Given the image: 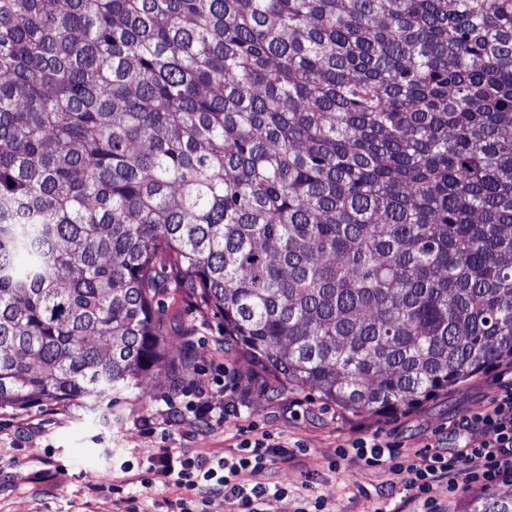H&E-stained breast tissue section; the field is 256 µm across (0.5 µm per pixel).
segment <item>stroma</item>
Returning <instances> with one entry per match:
<instances>
[{
  "label": "stroma",
  "mask_w": 512,
  "mask_h": 512,
  "mask_svg": "<svg viewBox=\"0 0 512 512\" xmlns=\"http://www.w3.org/2000/svg\"><path fill=\"white\" fill-rule=\"evenodd\" d=\"M159 310L168 331L165 363L139 388L93 411L42 402L0 409V512H118L111 494L97 490L114 466L127 464L137 474L164 447L220 454L263 435L290 452L258 476L285 490L267 497L263 512H298L310 477L318 493L332 497L335 512H370L376 503L399 512L406 487L393 484L388 471L339 460V452L364 435L397 445L413 460L437 443L478 447L477 439H458L455 424L512 383V364L502 363L417 410L354 416L249 357L195 290L163 296ZM222 370L237 375L239 390L215 385ZM201 394L212 406H235L236 416L223 427H205L188 410Z\"/></svg>",
  "instance_id": "1"
}]
</instances>
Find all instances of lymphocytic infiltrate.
<instances>
[{
	"label": "lymphocytic infiltrate",
	"instance_id": "f902f5d3",
	"mask_svg": "<svg viewBox=\"0 0 512 512\" xmlns=\"http://www.w3.org/2000/svg\"><path fill=\"white\" fill-rule=\"evenodd\" d=\"M459 428L464 437L479 438V447L452 452L429 448L417 464L373 436L356 440L350 461L397 476L411 492L408 512H438L434 490L442 482L452 498L475 486L487 490L512 482V387L494 395L480 411L464 415ZM287 454L284 446L259 438L243 440L237 450L222 456L164 448L150 460L144 475L113 478L108 491L125 504V512H144L140 502L152 493L163 496L166 512H262L265 498L282 494V487L272 482L250 484L241 474L270 470Z\"/></svg>",
	"mask_w": 512,
	"mask_h": 512
}]
</instances>
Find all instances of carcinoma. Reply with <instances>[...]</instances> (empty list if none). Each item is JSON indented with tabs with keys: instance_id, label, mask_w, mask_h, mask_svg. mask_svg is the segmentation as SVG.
Returning a JSON list of instances; mask_svg holds the SVG:
<instances>
[{
	"instance_id": "cac0c4a2",
	"label": "carcinoma",
	"mask_w": 512,
	"mask_h": 512,
	"mask_svg": "<svg viewBox=\"0 0 512 512\" xmlns=\"http://www.w3.org/2000/svg\"><path fill=\"white\" fill-rule=\"evenodd\" d=\"M173 288L353 415L512 360V0H0V408L139 385Z\"/></svg>"
}]
</instances>
